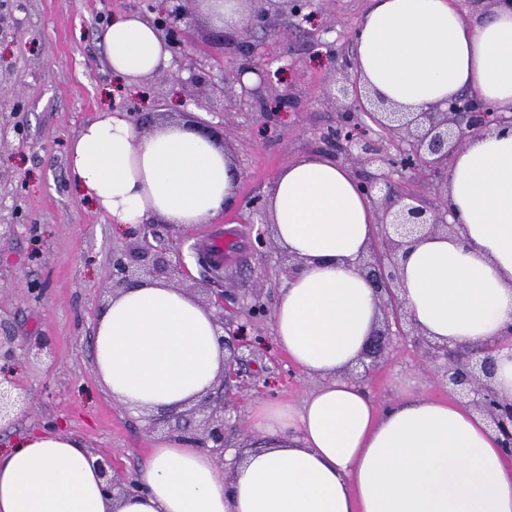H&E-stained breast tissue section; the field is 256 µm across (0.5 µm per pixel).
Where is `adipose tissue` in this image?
<instances>
[{
  "instance_id": "ef3b65f1",
  "label": "adipose tissue",
  "mask_w": 512,
  "mask_h": 512,
  "mask_svg": "<svg viewBox=\"0 0 512 512\" xmlns=\"http://www.w3.org/2000/svg\"><path fill=\"white\" fill-rule=\"evenodd\" d=\"M104 39L129 91L170 63L140 16H118ZM355 45L362 79L405 111L464 92L512 105L510 5L470 20L452 0H371ZM69 169L82 197L124 229L153 217L203 224L236 200L225 150L180 127L138 135L109 109L72 142ZM267 206L277 242L304 260L274 310L275 343L322 384L298 406L256 402L261 445L227 470L179 438L153 440L138 490L118 500L78 439L54 427L22 435L0 451V512H512V461L480 413L411 385L382 409L346 375L380 314L357 268L376 210L352 170L301 156L278 173ZM448 207L457 234L409 250L402 297L426 335L477 347L512 323V132L468 136L448 166ZM216 330L196 299L144 282L97 319L95 372L133 411L186 408L224 370Z\"/></svg>"
}]
</instances>
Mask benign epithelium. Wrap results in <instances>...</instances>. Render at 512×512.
Returning a JSON list of instances; mask_svg holds the SVG:
<instances>
[{
  "instance_id": "7a95c632",
  "label": "benign epithelium",
  "mask_w": 512,
  "mask_h": 512,
  "mask_svg": "<svg viewBox=\"0 0 512 512\" xmlns=\"http://www.w3.org/2000/svg\"><path fill=\"white\" fill-rule=\"evenodd\" d=\"M167 6L153 20V25L167 42L173 63L187 69L190 80L204 85L222 98L232 96L263 111L274 113L288 102L289 94L273 87L260 63H249L233 73L232 79L216 78L205 61L186 59V45L192 42L193 15L186 7L191 0H165ZM258 6L251 28L264 29L269 23L267 0H250ZM334 88L327 91L340 119L323 132L325 149L356 174L368 198L375 191L381 196L376 206L381 233L370 245L369 257L358 261L360 272L370 282L383 312L382 326L368 337L362 357L372 361L386 358L395 338L414 336L424 355L439 365L448 389L458 399L486 417L502 438L506 456L512 459V399L502 396L492 385L497 357L505 347L512 348V324L502 336L478 348L449 347L446 343L425 337L408 319L405 303L399 296L402 261L408 247L428 236L456 233V225L448 222V160L463 148L470 133L512 130V107L500 108L486 103L475 94L458 95L442 106L433 104L420 112H402L384 99L372 94L361 82L354 58L343 55L332 61ZM247 73L258 76L255 85L243 81ZM364 113L389 135V145L373 140L366 129L354 122ZM425 175L431 179L437 202L429 206L411 193H402L396 179L411 181ZM135 247L113 257L112 280L122 288H134L149 280L173 282L182 275V265L165 257L162 248L150 242L152 225L140 224L133 232ZM227 352L224 374L217 391L209 393L189 409L166 410L149 419L148 429L163 428L197 448L208 450L224 459L225 412L232 382L237 380L239 350L244 344L236 336H218ZM25 408V398L16 392L13 382L0 378V425L9 424ZM104 491L114 497L135 487L129 477L112 473V463L97 461Z\"/></svg>"
}]
</instances>
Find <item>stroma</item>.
<instances>
[{
	"label": "stroma",
	"mask_w": 512,
	"mask_h": 512,
	"mask_svg": "<svg viewBox=\"0 0 512 512\" xmlns=\"http://www.w3.org/2000/svg\"><path fill=\"white\" fill-rule=\"evenodd\" d=\"M17 1L0 0V118L23 128L22 141L0 147V210L17 226L15 235L0 239V336L12 337L17 347L7 373L29 404L0 429V448L57 425L130 474L153 439L140 415L99 382L92 362L93 326L113 294L112 256L134 240L81 198L68 167L82 126L122 100L152 113L156 127L193 120L213 126L234 156L240 173L235 204L210 222L160 221L156 231L168 259L185 266L180 288L206 305L225 296L243 329L241 384L225 437L228 446L249 447L247 416L255 401L298 403L321 379L300 372L274 344L270 312L288 281L287 254L267 214L247 203L267 198L283 167L320 152V137L337 118L323 98L334 78L328 56L354 53V32L369 0H312L308 22L289 34L288 55L269 60L271 82L293 94L290 107L272 119L237 100L208 96L186 70L176 78L162 68L144 77L137 92L121 89L106 61L104 33L123 14L152 19L156 0H21V10ZM192 12L195 56L228 71L245 63L241 31L214 26L201 7ZM217 234L224 237L218 268L207 248ZM201 282L207 289L200 293ZM256 298L266 313L252 318L246 307ZM35 337L50 345L39 361L28 360L24 349ZM400 381L434 399L449 396L436 363L408 337L395 339L365 385L384 408L398 398Z\"/></svg>",
	"instance_id": "stroma-1"
}]
</instances>
